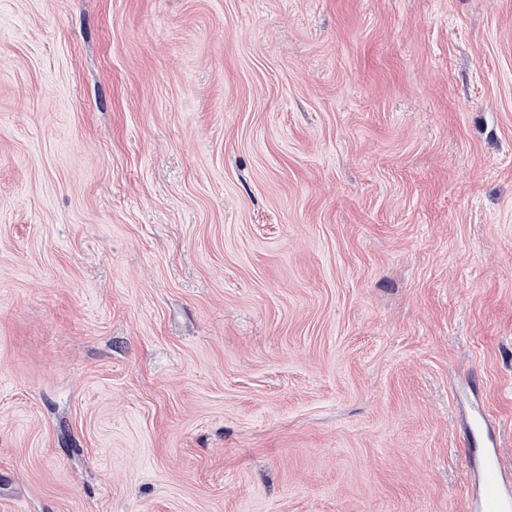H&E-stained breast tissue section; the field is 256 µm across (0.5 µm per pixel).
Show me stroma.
<instances>
[{"label":"stroma","instance_id":"stroma-1","mask_svg":"<svg viewBox=\"0 0 512 512\" xmlns=\"http://www.w3.org/2000/svg\"><path fill=\"white\" fill-rule=\"evenodd\" d=\"M467 422L512 0H0V512H472Z\"/></svg>","mask_w":512,"mask_h":512}]
</instances>
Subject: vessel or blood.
<instances>
[{"label":"vessel or blood","instance_id":"vessel-or-blood-1","mask_svg":"<svg viewBox=\"0 0 512 512\" xmlns=\"http://www.w3.org/2000/svg\"><path fill=\"white\" fill-rule=\"evenodd\" d=\"M475 464L478 471L476 512H512V468L503 464L495 439H487L485 450Z\"/></svg>","mask_w":512,"mask_h":512}]
</instances>
